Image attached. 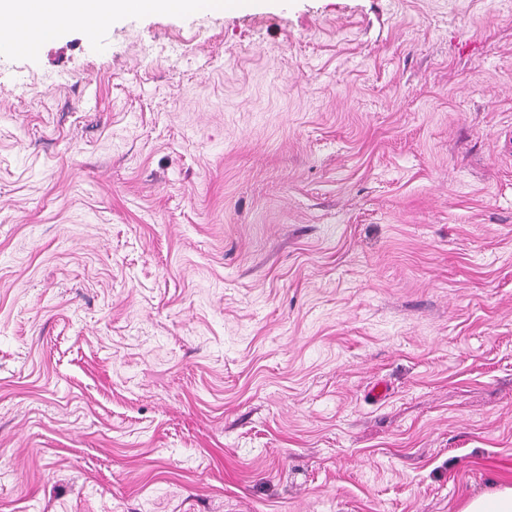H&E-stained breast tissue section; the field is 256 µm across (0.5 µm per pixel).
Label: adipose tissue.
I'll list each match as a JSON object with an SVG mask.
<instances>
[{
    "label": "adipose tissue",
    "instance_id": "adipose-tissue-1",
    "mask_svg": "<svg viewBox=\"0 0 512 512\" xmlns=\"http://www.w3.org/2000/svg\"><path fill=\"white\" fill-rule=\"evenodd\" d=\"M132 0H0V40L22 36L34 44H44L58 35L56 17L66 16L86 30L127 9ZM42 14L41 23L29 24L31 14Z\"/></svg>",
    "mask_w": 512,
    "mask_h": 512
}]
</instances>
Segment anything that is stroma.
Returning a JSON list of instances; mask_svg holds the SVG:
<instances>
[{
  "instance_id": "35a3bbf8",
  "label": "stroma",
  "mask_w": 512,
  "mask_h": 512,
  "mask_svg": "<svg viewBox=\"0 0 512 512\" xmlns=\"http://www.w3.org/2000/svg\"><path fill=\"white\" fill-rule=\"evenodd\" d=\"M502 485L512 0L130 10L0 60V512Z\"/></svg>"
}]
</instances>
